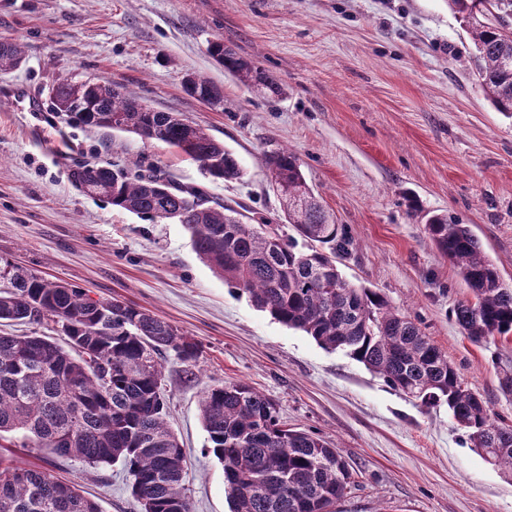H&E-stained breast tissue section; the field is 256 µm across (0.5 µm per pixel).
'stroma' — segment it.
<instances>
[{"instance_id":"stroma-1","label":"stroma","mask_w":512,"mask_h":512,"mask_svg":"<svg viewBox=\"0 0 512 512\" xmlns=\"http://www.w3.org/2000/svg\"><path fill=\"white\" fill-rule=\"evenodd\" d=\"M3 38L25 60L0 73V258L149 309L198 345L194 362L172 350L162 360L192 512H229L199 406L206 390L236 381L335 444L355 481L340 512H512V477L471 449L447 406H420L258 310L202 262L183 225L115 208L71 177L86 161L153 169L280 224L265 158L292 150L353 241L342 275L411 317L512 425V397L499 388L512 338L466 337L454 309L470 291L424 231L435 214L470 225L512 286V118L481 88L448 0H0ZM218 38L283 94L258 95L225 72L208 53ZM191 73L222 88L221 105L185 93ZM63 80L104 81L180 113L234 154L241 179L213 180L160 142L72 124L49 98ZM11 454L76 483L102 512H141L122 465L97 471L45 448Z\"/></svg>"}]
</instances>
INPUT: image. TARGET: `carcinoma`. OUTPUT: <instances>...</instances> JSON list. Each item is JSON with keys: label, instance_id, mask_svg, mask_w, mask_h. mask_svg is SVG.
Returning <instances> with one entry per match:
<instances>
[{"label": "carcinoma", "instance_id": "1", "mask_svg": "<svg viewBox=\"0 0 512 512\" xmlns=\"http://www.w3.org/2000/svg\"><path fill=\"white\" fill-rule=\"evenodd\" d=\"M474 44L478 81L493 107L512 117V0H448ZM209 53L256 92L278 95L271 75L217 39ZM24 61L19 43L0 40V70ZM212 82L188 76L191 97ZM56 110L80 124L141 135L195 162L215 180L241 178L236 157L176 112L155 111L98 82H60L51 90ZM286 221L307 243L277 240L244 214L150 176L130 177L106 165L74 173L90 196L149 221L174 220L190 232L200 258L232 288L274 320L342 351L392 389L424 407L448 406L482 458L512 475V425L492 415L411 318L379 292L343 278L338 260L350 240L308 187L299 158L284 149L266 157ZM426 232L470 290L455 317L480 342L512 333V288L505 285L470 228L446 215L427 220ZM9 289L0 291V321L53 323L63 347L47 336L0 335V440L12 447L48 448L99 469L122 463L142 512H191L184 482L187 461L165 420L160 356L175 350L185 362L198 346L150 310L119 300H94L83 289L49 280L0 260ZM201 415L209 451L223 465L230 512H336L353 484L349 462L333 443L280 420L275 404L243 381L204 393ZM0 512H102L75 486L0 454Z\"/></svg>", "mask_w": 512, "mask_h": 512}]
</instances>
